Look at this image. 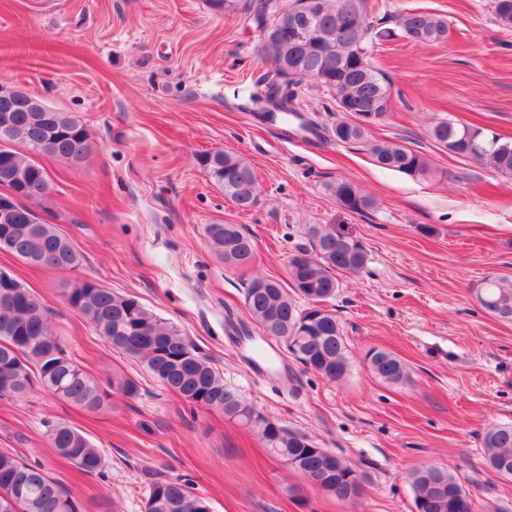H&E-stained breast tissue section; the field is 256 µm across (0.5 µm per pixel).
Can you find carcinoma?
<instances>
[{
  "mask_svg": "<svg viewBox=\"0 0 512 512\" xmlns=\"http://www.w3.org/2000/svg\"><path fill=\"white\" fill-rule=\"evenodd\" d=\"M279 0H207L214 12L242 7L253 15L260 30L274 29L277 38L262 40L261 50L270 68L251 97L252 111L264 121L288 124L300 116L294 106L298 89L307 79L320 77L319 86L333 97L341 118L328 130L341 144L364 143L381 168L417 177L427 171V159L390 140L371 141L368 128L350 119L368 112L383 119L392 106L387 84L369 64L368 40L405 38L417 44L438 43L448 34L447 20L429 11L406 12L396 27L372 31L366 0H318L317 9L295 20L277 14ZM496 22L512 28V0H492ZM294 67V76L285 66ZM0 185L7 184L28 202L48 197L51 182L44 166L49 159L82 161L89 150V132L74 115L60 112L19 89L0 98ZM433 140L448 151L486 164L512 176V142L496 134L451 121L436 123ZM198 162L208 177L224 190L239 209L257 203L258 180L242 157L222 150L206 151ZM336 202L360 212L372 204L354 182L342 179L331 186ZM206 235L216 256L233 266H248L255 245L237 224H209ZM0 249L25 264L72 271L80 263L70 240L55 225L43 222L27 205L15 206L10 219L0 221ZM367 262L365 247L333 230L312 232L311 250L288 261L293 292L274 279L257 277L245 289L251 318L265 335L284 346L305 368L339 381L349 371L343 329L325 302L336 295L339 276L353 275ZM13 287L0 284V397L23 398L34 388L56 395L90 412L108 406L117 391L126 397L138 391L136 382L115 376L103 385L66 355L54 335L48 310L18 279ZM94 331L127 355L144 364L167 389L193 407L216 408L224 417L255 433L268 453L311 482L324 483V493L350 503L358 495L359 473L342 457L316 447L306 435L292 431L257 411L224 384V377L197 349L183 330L158 316L134 295L114 293L94 279L76 282L66 294ZM479 301L493 316L512 321V276L489 278ZM365 358L370 371L392 385L411 382L408 364L391 351L370 349ZM46 434L56 452L80 472L103 474L105 458L83 433L60 422L47 425ZM489 468L512 478V424H492L483 434ZM414 512H472L467 492L455 476L436 466L410 473ZM0 512H79L39 464L19 461L0 452ZM144 512H211L208 500L195 491L191 479L149 474Z\"/></svg>",
  "mask_w": 512,
  "mask_h": 512,
  "instance_id": "1",
  "label": "carcinoma"
}]
</instances>
